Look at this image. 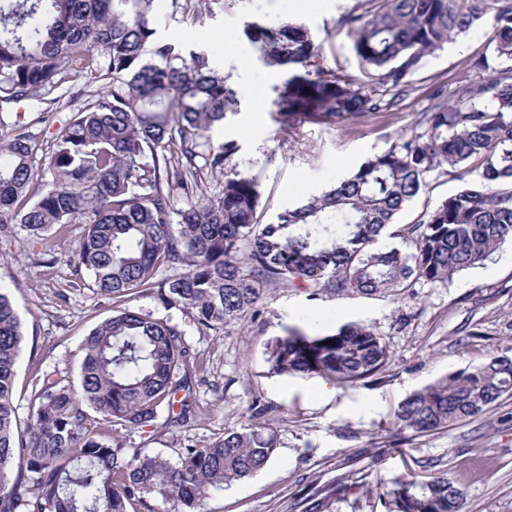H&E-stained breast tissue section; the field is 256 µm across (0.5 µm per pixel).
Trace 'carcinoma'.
Segmentation results:
<instances>
[{"label": "carcinoma", "instance_id": "carcinoma-1", "mask_svg": "<svg viewBox=\"0 0 512 512\" xmlns=\"http://www.w3.org/2000/svg\"><path fill=\"white\" fill-rule=\"evenodd\" d=\"M158 0H0V230L21 224L40 236L82 224L76 264L112 316L83 342L78 390L43 378L26 426L14 405L22 324L0 292V512H153L150 498L207 512L210 497L262 470L277 435L259 422L187 444L177 460L104 439L99 426H185L196 415V356L182 327L121 306L152 294L199 328L260 314L266 286L304 288L313 300L349 295L399 300L419 281L449 283L512 238V0H362L340 18L371 84L319 61L310 31L259 20L245 35L258 58L288 74L273 120L293 136L302 123L335 125L395 110L421 60L483 15L494 19L491 54L464 60L476 77L437 92L416 130L395 138L349 177L277 216L259 220L261 180L229 165L238 146L213 144V127L235 99L207 52L156 37ZM79 77L102 84L54 134L36 162L34 138L9 120L38 98L53 122L58 92ZM310 94H304V90ZM480 171L481 181L413 224L398 215L434 175ZM224 175L210 195L208 175ZM388 238L392 245L382 246ZM167 269L175 274L161 277ZM389 349L370 325L335 331L296 327L271 337L264 361L281 375L317 376L338 387L373 377ZM184 393L175 400L178 393ZM512 394V357L461 369L406 397L401 433H427L474 417ZM95 417H90L86 409ZM393 512H463L446 477L400 481Z\"/></svg>", "mask_w": 512, "mask_h": 512}]
</instances>
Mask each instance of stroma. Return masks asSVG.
<instances>
[{
	"instance_id": "35a3bbf8",
	"label": "stroma",
	"mask_w": 512,
	"mask_h": 512,
	"mask_svg": "<svg viewBox=\"0 0 512 512\" xmlns=\"http://www.w3.org/2000/svg\"><path fill=\"white\" fill-rule=\"evenodd\" d=\"M358 2L307 0L300 8L294 0H225L222 10L195 24L166 0L155 19L159 40L208 52L213 66L228 76L235 102L213 130V140L235 141L233 165L260 175L263 223L351 175L397 135L412 132L437 88L450 91L472 78L464 58L491 49L494 21L486 15L475 30L423 58L409 76L413 92L397 111L355 124H306L292 138L270 111H258L250 93L262 87L267 100H275L285 76L259 60L244 28L257 19L304 25L320 44L325 66L366 83L370 76L352 50L353 40L339 26ZM84 88L83 80H75L71 103L50 124L38 123L32 101L15 105L38 148L50 146L57 124L83 105ZM479 179L473 170L432 177L400 223L416 222ZM82 233L79 224L52 230L44 240L19 224L0 232V288L20 314L25 336L15 378L19 416L27 415L28 397L44 374L77 386L83 339L112 314L111 301L85 288L72 263ZM131 306L172 318L185 329L197 357L191 380L199 414L185 427L161 424L132 433L116 426L114 441L173 460L183 443L203 445L246 422L253 402L268 408L262 421L277 433L274 457L253 477L215 493L210 512H312L321 489L335 490V512H388L379 492L403 479L422 483L438 476L463 491L465 512H512V395L443 430L401 436L392 427L398 404L412 392L512 352V240L452 282L417 283L398 301H314L304 289L274 285L254 320L206 330L151 295L135 298ZM348 323L373 326L387 343L391 360L381 374L340 388L318 377L268 372L265 345L283 326L313 332Z\"/></svg>"
}]
</instances>
